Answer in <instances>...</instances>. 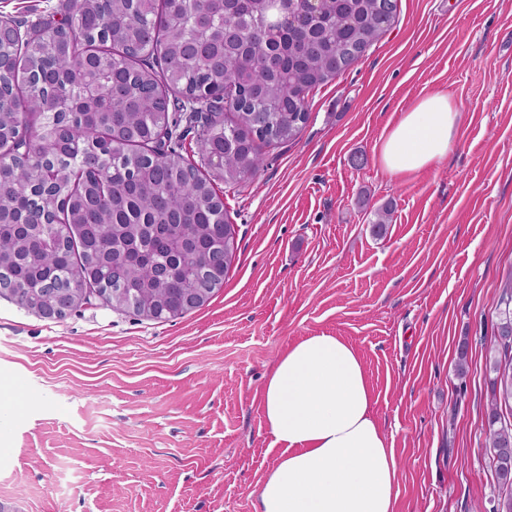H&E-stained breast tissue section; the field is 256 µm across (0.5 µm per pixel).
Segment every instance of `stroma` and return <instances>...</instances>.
<instances>
[{"label":"stroma","mask_w":512,"mask_h":512,"mask_svg":"<svg viewBox=\"0 0 512 512\" xmlns=\"http://www.w3.org/2000/svg\"><path fill=\"white\" fill-rule=\"evenodd\" d=\"M462 108L448 158L394 177L376 146L420 96ZM296 142L224 188V286L172 321L100 302L44 320L0 298V501L18 512H254L260 408L288 346L360 352L399 462L397 512H490L486 441L512 271V0H398L394 26L309 96ZM392 209L373 236L376 209Z\"/></svg>","instance_id":"1"}]
</instances>
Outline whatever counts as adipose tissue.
<instances>
[{
    "label": "adipose tissue",
    "mask_w": 512,
    "mask_h": 512,
    "mask_svg": "<svg viewBox=\"0 0 512 512\" xmlns=\"http://www.w3.org/2000/svg\"><path fill=\"white\" fill-rule=\"evenodd\" d=\"M461 117L448 92L425 95L383 135L379 164L405 176L439 163ZM261 408L280 452L258 483L254 512H396V455L349 343L320 333L291 344L266 379Z\"/></svg>",
    "instance_id": "adipose-tissue-1"
}]
</instances>
